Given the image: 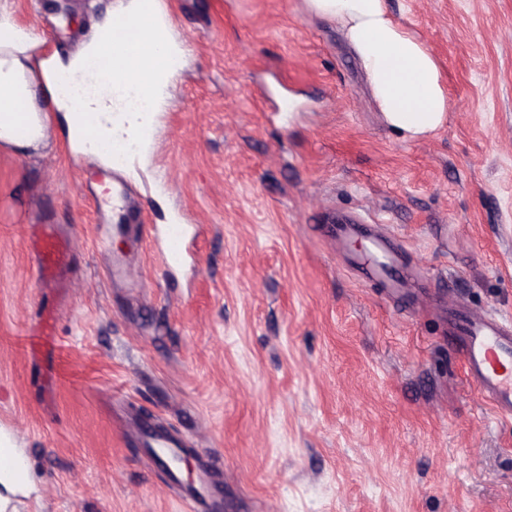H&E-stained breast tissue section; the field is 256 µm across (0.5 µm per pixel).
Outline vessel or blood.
<instances>
[{"label": "vessel or blood", "instance_id": "obj_1", "mask_svg": "<svg viewBox=\"0 0 512 512\" xmlns=\"http://www.w3.org/2000/svg\"><path fill=\"white\" fill-rule=\"evenodd\" d=\"M154 14L153 0H145L142 16L124 18L123 26L136 28L138 36L133 40L113 37L107 55L136 73L153 66L156 57L148 48L147 37ZM142 145V138L133 135L113 139V165L123 164ZM190 230L187 224H168L162 230L151 231V238L160 241L158 258L163 267L173 268L185 261ZM395 242V237L387 234L369 240L367 255L358 257L354 264L360 282L379 284L393 295L411 287L412 274L397 257ZM33 249L40 281L49 282L61 276L68 264L65 243L44 228L36 235ZM448 343L462 355L469 380L493 414L511 422L512 325L493 314L456 306L448 314ZM140 431L146 446L154 449L157 461L175 462L181 440L149 423L142 424Z\"/></svg>", "mask_w": 512, "mask_h": 512}]
</instances>
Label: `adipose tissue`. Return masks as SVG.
I'll return each mask as SVG.
<instances>
[{
  "label": "adipose tissue",
  "instance_id": "obj_1",
  "mask_svg": "<svg viewBox=\"0 0 512 512\" xmlns=\"http://www.w3.org/2000/svg\"><path fill=\"white\" fill-rule=\"evenodd\" d=\"M312 11L337 22L359 58L372 95L386 122L410 139H423L444 126L448 97L440 65L423 41L392 17L387 0H308ZM112 37L111 26L102 27L83 52L67 67L45 60L33 74L30 51L34 37L0 16V144L21 150L38 148L52 113H62L69 138L80 128L77 114L108 113L112 101L98 93L82 99L75 87L87 77V64L103 42ZM43 87H36V79ZM36 482L23 452L0 439V512L12 495L34 491Z\"/></svg>",
  "mask_w": 512,
  "mask_h": 512
}]
</instances>
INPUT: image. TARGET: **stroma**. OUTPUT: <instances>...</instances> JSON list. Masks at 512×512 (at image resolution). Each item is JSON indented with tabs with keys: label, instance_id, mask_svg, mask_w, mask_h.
Listing matches in <instances>:
<instances>
[{
	"label": "stroma",
	"instance_id": "35a3bbf8",
	"mask_svg": "<svg viewBox=\"0 0 512 512\" xmlns=\"http://www.w3.org/2000/svg\"><path fill=\"white\" fill-rule=\"evenodd\" d=\"M128 2L9 0L62 65ZM165 2L183 56L127 175L138 221L198 225L185 266L113 231L111 184L84 175L110 162L61 118L42 150L0 146V432L37 486L7 512H512V422L437 314L356 282L320 224L383 225L433 289L512 321V0H387L444 75L421 141L307 0ZM36 224L75 240L61 286L36 277ZM114 257L137 280L110 283ZM135 416L189 439L214 502Z\"/></svg>",
	"mask_w": 512,
	"mask_h": 512
}]
</instances>
